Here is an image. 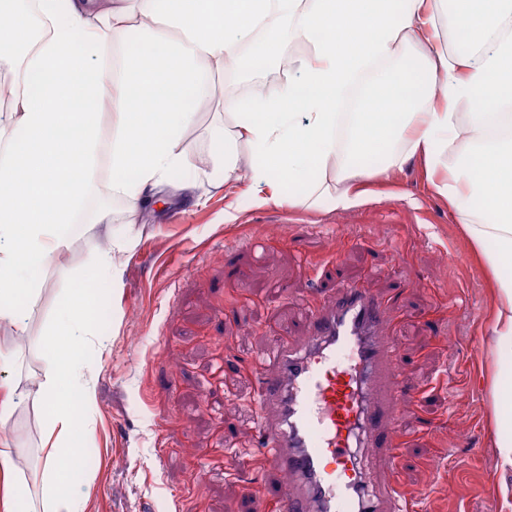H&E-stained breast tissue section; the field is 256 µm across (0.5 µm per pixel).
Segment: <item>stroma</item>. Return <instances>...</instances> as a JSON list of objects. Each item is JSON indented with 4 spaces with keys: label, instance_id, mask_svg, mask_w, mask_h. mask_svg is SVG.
I'll list each match as a JSON object with an SVG mask.
<instances>
[{
    "label": "stroma",
    "instance_id": "stroma-1",
    "mask_svg": "<svg viewBox=\"0 0 512 512\" xmlns=\"http://www.w3.org/2000/svg\"><path fill=\"white\" fill-rule=\"evenodd\" d=\"M311 54V46L287 42L280 63L244 83L274 94ZM220 125L233 127L216 101L198 110L188 129L198 155H210ZM187 180L175 176L134 224L125 201L104 194L110 223L70 225L69 249L24 307V336L0 325V347L16 354L0 368V381L16 392L15 413L0 425L10 445L43 453L46 415L33 393L45 340L86 270L109 252L114 264L97 270L81 354L95 392L77 434L94 457L91 469L76 471L86 512H272L277 473L227 480L202 455L227 440L237 457L251 450L257 384L245 367L276 337L304 335L308 307L357 283L398 297V415L431 426L407 445L399 468L378 456L376 478L397 470L424 512H482L491 488L512 482L495 466L488 433L491 293L423 162L367 180L366 195L347 210L256 207L248 179L194 194L183 191ZM276 285L286 292L269 300Z\"/></svg>",
    "mask_w": 512,
    "mask_h": 512
}]
</instances>
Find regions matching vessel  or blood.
Segmentation results:
<instances>
[{"label": "vessel or blood", "mask_w": 512, "mask_h": 512, "mask_svg": "<svg viewBox=\"0 0 512 512\" xmlns=\"http://www.w3.org/2000/svg\"><path fill=\"white\" fill-rule=\"evenodd\" d=\"M387 319L383 299L343 287L310 310L306 336L277 337L253 357L258 442L246 464L285 477L275 512H413L417 499L396 477H370L372 449L386 448L396 463L407 440L424 432L376 399L379 375L392 389L404 385Z\"/></svg>", "instance_id": "obj_1"}]
</instances>
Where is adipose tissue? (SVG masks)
Returning <instances> with one entry per match:
<instances>
[{
    "label": "adipose tissue",
    "instance_id": "ef3b65f1",
    "mask_svg": "<svg viewBox=\"0 0 512 512\" xmlns=\"http://www.w3.org/2000/svg\"><path fill=\"white\" fill-rule=\"evenodd\" d=\"M34 7L37 41L0 21V66L13 73L14 100L0 121V324L19 325L42 270L68 248L76 213L108 223L106 209L83 208L102 193L100 161L132 223L175 174L211 185L238 179L224 131L203 171L184 136L195 102L217 97L261 157L251 170L254 205L349 209L380 156L388 169L420 158L436 175L435 192L491 276L495 461L512 471V0H133L131 9L106 12L95 0H0V18ZM444 15L464 42L442 39ZM255 32L250 60L275 62L288 39L311 42L313 57L299 61L298 77L275 96L222 97L213 73L238 66L241 40ZM129 40L136 52L119 51ZM436 83L438 98L429 91ZM106 102L114 117L107 141L99 110ZM309 167L319 179L281 197L279 182ZM479 194L489 216L472 207ZM86 317L85 294L75 292L46 341L35 393L53 438L40 488L49 512L83 509L71 465L81 453L74 435L94 400L81 380Z\"/></svg>",
    "mask_w": 512,
    "mask_h": 512
}]
</instances>
